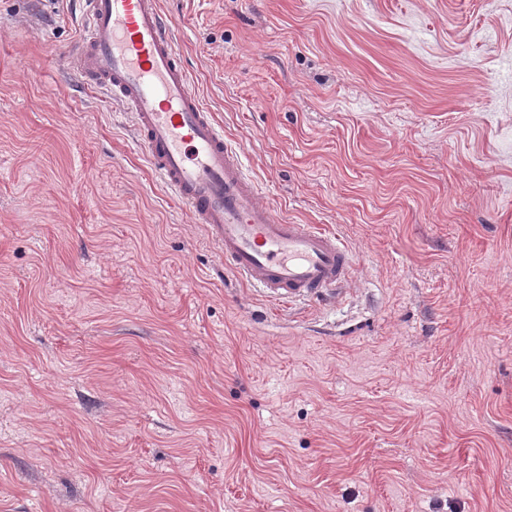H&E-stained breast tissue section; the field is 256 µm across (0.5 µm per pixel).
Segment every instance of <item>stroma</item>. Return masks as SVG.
<instances>
[{"label": "stroma", "instance_id": "stroma-1", "mask_svg": "<svg viewBox=\"0 0 512 512\" xmlns=\"http://www.w3.org/2000/svg\"><path fill=\"white\" fill-rule=\"evenodd\" d=\"M0 0V512H512V0H160L332 298H268Z\"/></svg>", "mask_w": 512, "mask_h": 512}]
</instances>
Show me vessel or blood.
Returning <instances> with one entry per match:
<instances>
[{"label":"vessel or blood","mask_w":512,"mask_h":512,"mask_svg":"<svg viewBox=\"0 0 512 512\" xmlns=\"http://www.w3.org/2000/svg\"><path fill=\"white\" fill-rule=\"evenodd\" d=\"M72 68L132 112L149 165L203 225L233 274L283 303L323 297L352 275L350 249L316 224L278 217L203 105L159 0H83Z\"/></svg>","instance_id":"vessel-or-blood-1"}]
</instances>
